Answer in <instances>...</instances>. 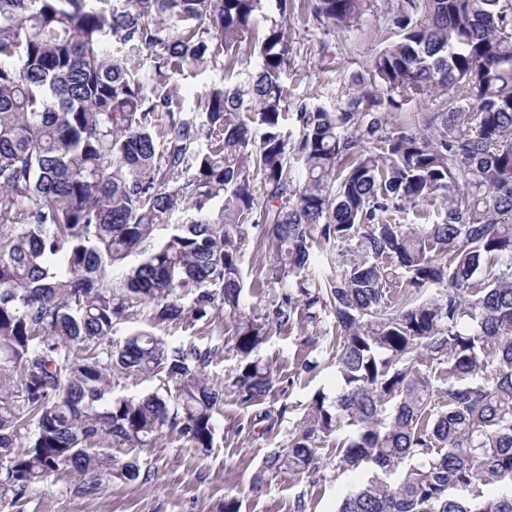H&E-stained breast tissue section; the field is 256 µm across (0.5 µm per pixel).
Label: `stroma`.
<instances>
[{"instance_id":"stroma-1","label":"stroma","mask_w":512,"mask_h":512,"mask_svg":"<svg viewBox=\"0 0 512 512\" xmlns=\"http://www.w3.org/2000/svg\"><path fill=\"white\" fill-rule=\"evenodd\" d=\"M314 4L315 0H291L283 14L276 0H265L264 11L281 20L291 48L285 76L289 104L306 101L332 109L353 91L354 75L364 72L383 47L390 33L391 15L381 0L359 26L348 30L315 19ZM256 63L255 56L244 51L227 66L211 59L184 67L170 83L185 107L191 109L213 83L225 78L246 83ZM268 263L265 251L254 247L243 256L244 311L248 316H262L273 294L266 281ZM161 334L173 344L218 349L207 370L210 380L224 389L213 448L204 454L176 434L161 431L149 447L111 451L118 459L135 454L142 468L151 473L148 482L124 483L103 470L93 476L99 487L97 494L83 496L76 492L77 478L61 473L29 486L22 500L23 512H224V502L231 498L237 501L239 512H294L299 499L305 501L306 512H336L364 473L337 469L336 440L332 437L322 445L320 470L315 476L284 473L269 480L260 492L252 490L265 456L286 448L289 431L314 396L322 393L332 398L340 389L333 317L269 330L255 356L274 368L273 386L262 400L250 404L242 403L228 385L239 357L233 325L224 314H215L207 326L174 322ZM303 357L316 361V369L299 373L297 361ZM264 410L279 414V422L266 433L249 430L251 418Z\"/></svg>"}]
</instances>
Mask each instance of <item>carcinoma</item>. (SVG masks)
<instances>
[{"mask_svg":"<svg viewBox=\"0 0 512 512\" xmlns=\"http://www.w3.org/2000/svg\"><path fill=\"white\" fill-rule=\"evenodd\" d=\"M375 3L316 0L314 13L350 29ZM390 11L359 93L333 110L300 104L292 143L288 45L263 0H0V507L61 471L146 481L102 448L146 447L164 428L208 451L217 348L156 330L235 319L231 386L253 403L273 380L253 353L302 311L336 320L341 388L314 398L253 488L316 474L320 443L347 428L337 468L370 475L336 512H512V0ZM246 42L248 87L215 83L196 112L117 57L146 59L158 79ZM396 90L437 111L391 123ZM438 197L436 221L404 223ZM313 241L324 277L310 274ZM252 244L279 288L258 319L242 310ZM137 311L146 328L112 340ZM134 376L159 389L114 395Z\"/></svg>","mask_w":512,"mask_h":512,"instance_id":"cac0c4a2","label":"carcinoma"}]
</instances>
